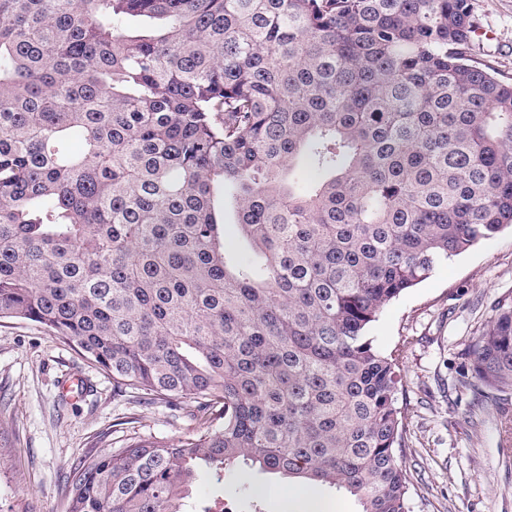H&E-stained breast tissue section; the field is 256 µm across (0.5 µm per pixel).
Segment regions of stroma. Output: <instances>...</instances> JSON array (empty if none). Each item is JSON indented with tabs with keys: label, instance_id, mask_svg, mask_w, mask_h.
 Masks as SVG:
<instances>
[{
	"label": "stroma",
	"instance_id": "stroma-1",
	"mask_svg": "<svg viewBox=\"0 0 512 512\" xmlns=\"http://www.w3.org/2000/svg\"><path fill=\"white\" fill-rule=\"evenodd\" d=\"M472 5L475 58L512 81V0ZM500 303L512 304L510 228L439 264L371 327L377 346L399 357L413 512H512V444L500 426L512 405H474L456 386L469 342ZM195 427L162 401L113 396L109 373L36 324L0 322V512H65L64 477L78 456L116 447L124 434L168 442ZM318 502L361 512L350 494L295 483L259 508L311 512Z\"/></svg>",
	"mask_w": 512,
	"mask_h": 512
}]
</instances>
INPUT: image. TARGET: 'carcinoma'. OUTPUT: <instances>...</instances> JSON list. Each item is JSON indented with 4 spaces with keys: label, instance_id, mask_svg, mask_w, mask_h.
<instances>
[{
    "label": "carcinoma",
    "instance_id": "1",
    "mask_svg": "<svg viewBox=\"0 0 512 512\" xmlns=\"http://www.w3.org/2000/svg\"><path fill=\"white\" fill-rule=\"evenodd\" d=\"M479 29L470 0H0V320L198 421L80 458L67 512H185L202 473L269 494L247 467L410 512L370 328L512 226ZM466 356L458 387L508 400L512 306Z\"/></svg>",
    "mask_w": 512,
    "mask_h": 512
}]
</instances>
